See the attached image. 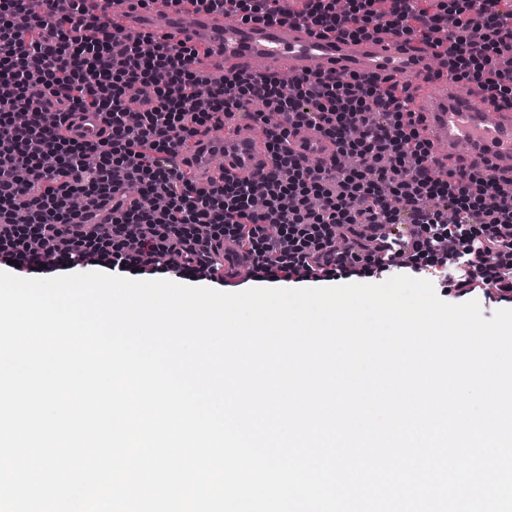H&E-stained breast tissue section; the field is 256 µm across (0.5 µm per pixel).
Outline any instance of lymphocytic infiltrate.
I'll use <instances>...</instances> for the list:
<instances>
[{"mask_svg":"<svg viewBox=\"0 0 512 512\" xmlns=\"http://www.w3.org/2000/svg\"><path fill=\"white\" fill-rule=\"evenodd\" d=\"M89 0H0V266L27 277L89 265L133 276L216 282L233 243L251 281L308 283L465 265L440 294L512 303V183L441 172L418 133L408 85L329 75L212 77L194 45L117 40ZM245 22L291 18L315 34L385 29L432 42L454 79L512 111V11L500 0H168ZM99 137L70 138L79 111ZM250 112L271 157L260 178L201 189L180 149ZM313 130L334 150L309 164L289 140ZM412 224L375 256L360 227Z\"/></svg>","mask_w":512,"mask_h":512,"instance_id":"lymphocytic-infiltrate-1","label":"lymphocytic infiltrate"}]
</instances>
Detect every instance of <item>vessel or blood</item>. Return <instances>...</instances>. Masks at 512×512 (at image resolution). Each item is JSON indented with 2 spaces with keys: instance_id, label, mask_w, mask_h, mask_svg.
Listing matches in <instances>:
<instances>
[{
  "instance_id": "b4317fda",
  "label": "vessel or blood",
  "mask_w": 512,
  "mask_h": 512,
  "mask_svg": "<svg viewBox=\"0 0 512 512\" xmlns=\"http://www.w3.org/2000/svg\"><path fill=\"white\" fill-rule=\"evenodd\" d=\"M106 14L114 22L128 21L131 34L170 36L207 49L203 66L214 75L222 69L247 71L258 64L288 78L345 73L409 81L411 106L423 117L421 132L431 141L440 165L455 171L489 164L497 177L512 179V112L490 102L475 105L461 94L447 74L445 61L427 44H407L384 30L353 40L332 34L317 36L292 21L245 23L191 8L177 13L168 10L164 0H154L144 11L132 10L129 0H113ZM432 72L439 75L440 91L427 99L421 86ZM100 126L99 115L89 111L77 119L72 135L88 140ZM290 146L319 157L330 149L329 142L312 131L293 136ZM189 156L202 186L222 175L253 178L270 165L263 139L246 129L201 137Z\"/></svg>"
}]
</instances>
